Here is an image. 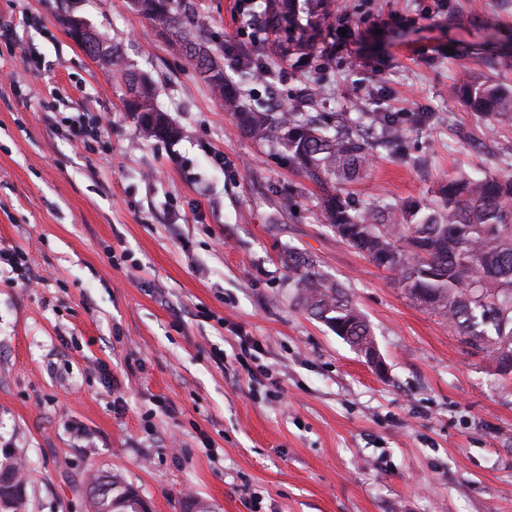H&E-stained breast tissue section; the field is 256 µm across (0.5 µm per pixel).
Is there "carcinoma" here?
Segmentation results:
<instances>
[{
    "label": "carcinoma",
    "mask_w": 512,
    "mask_h": 512,
    "mask_svg": "<svg viewBox=\"0 0 512 512\" xmlns=\"http://www.w3.org/2000/svg\"><path fill=\"white\" fill-rule=\"evenodd\" d=\"M134 9L156 30L165 32L170 46L190 57L202 80L219 97L240 130L288 160V167L323 190L322 215L340 240L361 252L375 266L398 276V284L421 305L444 315L472 346L488 349L498 362L512 359V175L473 177L461 174L441 186L431 203L403 206L385 197L369 202L355 199L350 186L372 165L379 149L395 151L407 124H425L426 112L346 113L306 112L305 102L326 95L324 86L294 97L288 108L247 98L243 87L263 70L273 82L280 76L266 40L253 36L237 51L238 81L224 70L223 48L210 44L206 20L182 8L178 0H132ZM268 25L285 27L288 41L302 47L306 29L322 28L332 0H267ZM88 53L110 70L120 65L116 51L104 44ZM128 90L126 108L156 139H171L177 130L154 104L152 84L131 69L123 73ZM451 94L469 111L491 123L512 122V86L492 83L464 70ZM288 283L296 299L313 318L357 347L372 342L371 328L339 284L329 280L312 256L288 250ZM109 487V495L92 496V512H141L143 500L117 478L96 481L94 489Z\"/></svg>",
    "instance_id": "cac0c4a2"
}]
</instances>
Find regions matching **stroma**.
Returning a JSON list of instances; mask_svg holds the SVG:
<instances>
[{"instance_id":"obj_1","label":"stroma","mask_w":512,"mask_h":512,"mask_svg":"<svg viewBox=\"0 0 512 512\" xmlns=\"http://www.w3.org/2000/svg\"><path fill=\"white\" fill-rule=\"evenodd\" d=\"M195 3L214 44L249 43L235 0ZM333 4L249 89L279 103L321 75V111L433 115L359 200L512 173V124L449 93L466 66L512 84V0ZM72 15L155 87L174 139L145 136ZM1 73L0 250L43 278L0 265V460L24 468L22 512H91L112 475L150 512H512V373L336 237L320 188L244 136L128 0H0ZM77 109L109 120L89 151ZM292 247L349 293L384 372L298 306Z\"/></svg>"}]
</instances>
